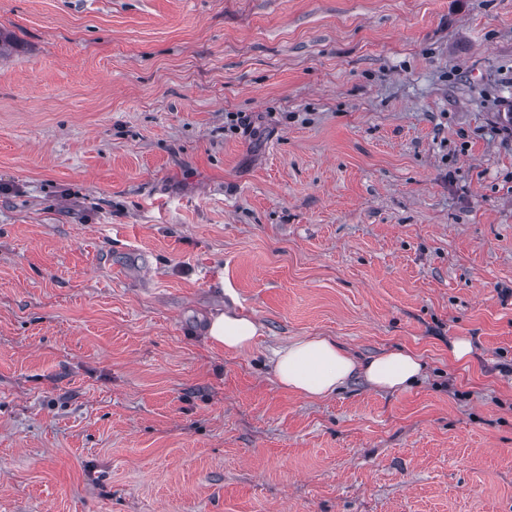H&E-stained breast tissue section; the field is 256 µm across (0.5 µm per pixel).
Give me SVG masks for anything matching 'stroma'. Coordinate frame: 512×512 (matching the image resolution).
<instances>
[{"mask_svg":"<svg viewBox=\"0 0 512 512\" xmlns=\"http://www.w3.org/2000/svg\"><path fill=\"white\" fill-rule=\"evenodd\" d=\"M0 30V512H512V0ZM227 308L251 350L206 339ZM301 336L426 375L304 399L267 360Z\"/></svg>","mask_w":512,"mask_h":512,"instance_id":"stroma-1","label":"stroma"}]
</instances>
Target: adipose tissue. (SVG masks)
<instances>
[{"label": "adipose tissue", "mask_w": 512, "mask_h": 512, "mask_svg": "<svg viewBox=\"0 0 512 512\" xmlns=\"http://www.w3.org/2000/svg\"><path fill=\"white\" fill-rule=\"evenodd\" d=\"M258 333L254 320L231 311L212 317L207 328L212 346L235 353L254 346ZM270 362L280 387L309 400L336 394L356 378L379 391H401L422 378L425 369L415 351H386L359 360L330 336H306L288 342L273 349Z\"/></svg>", "instance_id": "1"}]
</instances>
